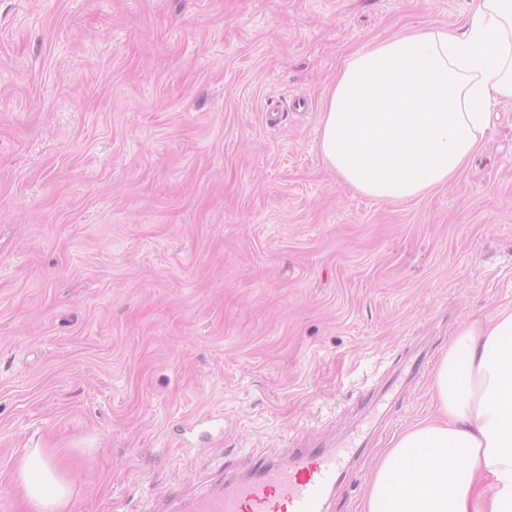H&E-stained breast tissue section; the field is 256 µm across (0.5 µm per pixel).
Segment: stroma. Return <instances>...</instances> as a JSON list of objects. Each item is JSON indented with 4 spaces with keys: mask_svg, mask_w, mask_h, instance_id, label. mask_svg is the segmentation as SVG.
<instances>
[{
    "mask_svg": "<svg viewBox=\"0 0 512 512\" xmlns=\"http://www.w3.org/2000/svg\"><path fill=\"white\" fill-rule=\"evenodd\" d=\"M472 0H0V512L51 448L70 512H145L256 455L357 442L332 512L431 411L458 328L512 304V103L406 202L322 160L350 53ZM384 394L367 406L368 393ZM224 418V436L181 428Z\"/></svg>",
    "mask_w": 512,
    "mask_h": 512,
    "instance_id": "obj_1",
    "label": "stroma"
}]
</instances>
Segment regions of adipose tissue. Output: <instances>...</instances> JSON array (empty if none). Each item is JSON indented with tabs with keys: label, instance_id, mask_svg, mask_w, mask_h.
<instances>
[{
	"label": "adipose tissue",
	"instance_id": "ef3b65f1",
	"mask_svg": "<svg viewBox=\"0 0 512 512\" xmlns=\"http://www.w3.org/2000/svg\"><path fill=\"white\" fill-rule=\"evenodd\" d=\"M512 102V0H474L457 31L416 27L351 54L324 93L320 150L356 193L406 201L455 181ZM435 416L392 441L362 512H512V305L459 328L432 372ZM26 512H69L47 448L13 468Z\"/></svg>",
	"mask_w": 512,
	"mask_h": 512
}]
</instances>
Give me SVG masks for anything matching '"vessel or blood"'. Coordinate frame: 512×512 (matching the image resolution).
I'll return each instance as SVG.
<instances>
[{"instance_id": "1", "label": "vessel or blood", "mask_w": 512, "mask_h": 512, "mask_svg": "<svg viewBox=\"0 0 512 512\" xmlns=\"http://www.w3.org/2000/svg\"><path fill=\"white\" fill-rule=\"evenodd\" d=\"M351 460L345 448L260 456L249 471L217 480L204 491L164 492L152 512H326L330 491Z\"/></svg>"}]
</instances>
